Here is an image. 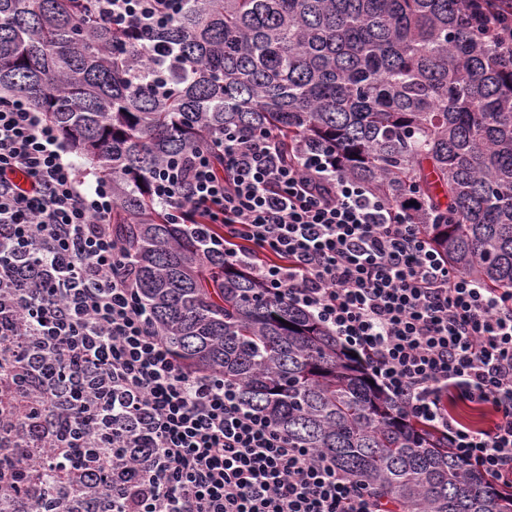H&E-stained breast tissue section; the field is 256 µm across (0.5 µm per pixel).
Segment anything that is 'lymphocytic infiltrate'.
Segmentation results:
<instances>
[{
    "label": "lymphocytic infiltrate",
    "instance_id": "f902f5d3",
    "mask_svg": "<svg viewBox=\"0 0 512 512\" xmlns=\"http://www.w3.org/2000/svg\"><path fill=\"white\" fill-rule=\"evenodd\" d=\"M142 41L178 0H93ZM512 58V0H459ZM272 130L226 131L150 177L153 200L224 264L306 310L365 358L406 418L512 487V290L456 273L411 205L344 175L334 151L289 154ZM112 189L68 156L28 100L0 95V496L14 512H385L381 501L243 407L220 372L177 360L141 304ZM486 408L485 427L451 402ZM76 476L42 486L46 463Z\"/></svg>",
    "mask_w": 512,
    "mask_h": 512
}]
</instances>
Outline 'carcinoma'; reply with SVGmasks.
Returning <instances> with one entry per match:
<instances>
[{
	"mask_svg": "<svg viewBox=\"0 0 512 512\" xmlns=\"http://www.w3.org/2000/svg\"><path fill=\"white\" fill-rule=\"evenodd\" d=\"M458 0H182L148 42L91 0H0V91L28 99L112 184V223L175 356L400 512H512L505 493L406 420L325 326L227 268L151 200L149 176L229 129L283 152L328 145L416 220L459 274L512 289V66Z\"/></svg>",
	"mask_w": 512,
	"mask_h": 512,
	"instance_id": "cac0c4a2",
	"label": "carcinoma"
}]
</instances>
